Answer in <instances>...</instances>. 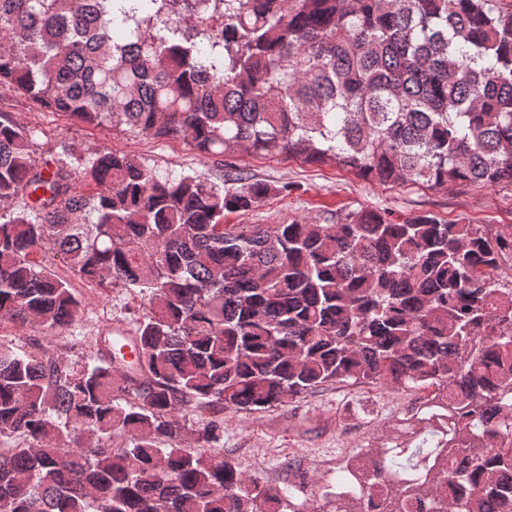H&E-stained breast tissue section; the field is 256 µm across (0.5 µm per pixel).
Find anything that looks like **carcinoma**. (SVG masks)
I'll list each match as a JSON object with an SVG mask.
<instances>
[{
    "mask_svg": "<svg viewBox=\"0 0 512 512\" xmlns=\"http://www.w3.org/2000/svg\"><path fill=\"white\" fill-rule=\"evenodd\" d=\"M0 86L227 169L219 187L114 152L40 166L34 131L0 116V321L78 320L71 283L30 260L46 249L145 302L120 371L105 330L76 367L0 343V512H286L305 484L205 449L226 413L348 380L431 393L410 446L336 477L362 489L348 512H512V231L377 210L224 223L291 191L239 152L512 188V0H0ZM190 408L212 411L193 431Z\"/></svg>",
    "mask_w": 512,
    "mask_h": 512,
    "instance_id": "carcinoma-1",
    "label": "carcinoma"
}]
</instances>
